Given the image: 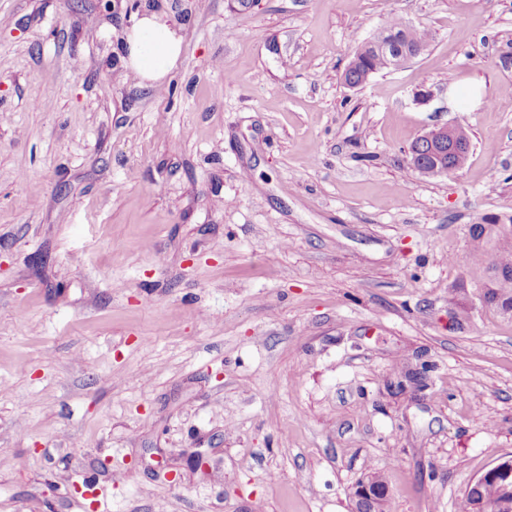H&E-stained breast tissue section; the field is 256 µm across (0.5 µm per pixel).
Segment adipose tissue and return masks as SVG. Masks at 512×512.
<instances>
[{
    "label": "adipose tissue",
    "mask_w": 512,
    "mask_h": 512,
    "mask_svg": "<svg viewBox=\"0 0 512 512\" xmlns=\"http://www.w3.org/2000/svg\"><path fill=\"white\" fill-rule=\"evenodd\" d=\"M124 65L139 83L158 85L171 73L183 52V37L161 13H145L127 29Z\"/></svg>",
    "instance_id": "ef3b65f1"
}]
</instances>
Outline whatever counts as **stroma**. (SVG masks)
Returning <instances> with one entry per match:
<instances>
[{"instance_id": "obj_1", "label": "stroma", "mask_w": 512, "mask_h": 512, "mask_svg": "<svg viewBox=\"0 0 512 512\" xmlns=\"http://www.w3.org/2000/svg\"><path fill=\"white\" fill-rule=\"evenodd\" d=\"M152 8L161 90L121 61ZM139 11L0 0V512H355L371 472L456 512L512 457V318L470 263L512 220V0ZM392 15L430 46L349 88ZM442 123L468 157L420 176ZM123 52L126 70L140 84L159 85L183 52V36L164 14L144 13L127 29Z\"/></svg>"}]
</instances>
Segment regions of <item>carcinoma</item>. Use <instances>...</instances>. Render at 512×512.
<instances>
[{"label":"carcinoma","instance_id":"cac0c4a2","mask_svg":"<svg viewBox=\"0 0 512 512\" xmlns=\"http://www.w3.org/2000/svg\"><path fill=\"white\" fill-rule=\"evenodd\" d=\"M399 43L407 49H426L431 42L428 31L406 24L397 17L388 18L381 32L373 38L357 63L345 69L346 81L354 85L364 83L371 75L396 70L405 63L398 50H385L383 44ZM476 242L471 264L482 273V293L485 304L507 315L512 311V224L472 225ZM495 240V257L486 260L481 244ZM460 512H512V477L486 481L474 489L464 491Z\"/></svg>","mask_w":512,"mask_h":512}]
</instances>
